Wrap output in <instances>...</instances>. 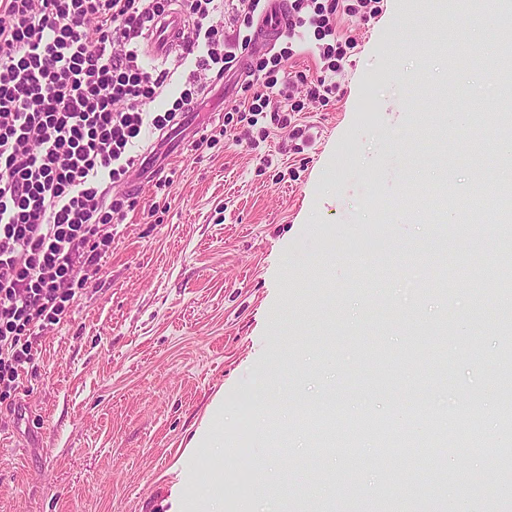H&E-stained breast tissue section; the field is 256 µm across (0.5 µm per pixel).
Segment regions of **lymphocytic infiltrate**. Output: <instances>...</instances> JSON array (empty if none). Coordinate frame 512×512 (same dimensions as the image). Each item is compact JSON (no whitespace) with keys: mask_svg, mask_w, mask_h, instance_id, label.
<instances>
[{"mask_svg":"<svg viewBox=\"0 0 512 512\" xmlns=\"http://www.w3.org/2000/svg\"><path fill=\"white\" fill-rule=\"evenodd\" d=\"M169 0H0V385L18 388L37 333L70 313L76 288L99 280L112 225L134 209L115 195L145 134L173 126L194 102L201 78H223L238 57L225 50L213 19L223 0H183L192 26L181 35L192 68L170 109L149 111L173 83L169 69L144 63L140 40L168 12ZM376 0H290L289 38L314 29L326 44L320 73L270 72L249 83L251 124L287 128L301 111L294 92L328 103L357 41L336 32L338 16L368 27Z\"/></svg>","mask_w":512,"mask_h":512,"instance_id":"obj_1","label":"lymphocytic infiltrate"}]
</instances>
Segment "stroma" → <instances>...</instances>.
<instances>
[{
    "label": "stroma",
    "mask_w": 512,
    "mask_h": 512,
    "mask_svg": "<svg viewBox=\"0 0 512 512\" xmlns=\"http://www.w3.org/2000/svg\"><path fill=\"white\" fill-rule=\"evenodd\" d=\"M475 7L380 0L369 28L353 32L339 97L305 101L295 115L298 139L278 129L257 151L234 145L228 134L248 129L242 90L199 95L186 135L153 162L170 186L142 183L99 280L77 292L67 321L34 338L18 389H0V512H208L212 451L189 445L203 423L224 446V512H440L455 498L473 512H512L503 466L486 453L393 443L388 481L385 453L360 428L387 420L407 442L432 418L449 440L474 399L486 436L506 426L512 392L497 368L512 303L478 306L474 296L490 288L499 255H512V228L488 212L479 235L461 236L416 208L441 184L456 197L486 177L512 185V167L460 158L475 133L494 157L512 142V118L490 127L472 109L512 94L495 77L497 16L471 29ZM458 40L485 46L483 81L449 63L445 47ZM319 45L309 29L300 42L258 48L250 63L290 47L293 70L313 75ZM204 134L210 148L194 150ZM436 233L456 236L474 287L429 280L421 244ZM363 236L376 238L381 259L349 266L342 256ZM407 351L418 366L406 367ZM262 378L279 397L263 496L252 440ZM335 396L347 408L332 427L355 432L353 460L303 422L305 407Z\"/></svg>",
    "instance_id": "35a3bbf8"
}]
</instances>
